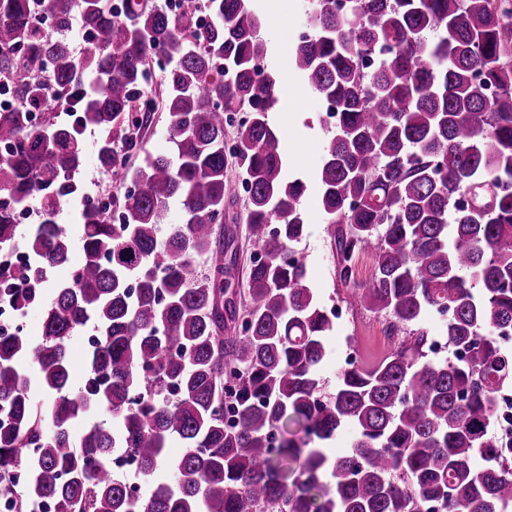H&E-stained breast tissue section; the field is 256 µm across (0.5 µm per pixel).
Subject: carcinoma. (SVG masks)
<instances>
[{
	"instance_id": "obj_1",
	"label": "carcinoma",
	"mask_w": 512,
	"mask_h": 512,
	"mask_svg": "<svg viewBox=\"0 0 512 512\" xmlns=\"http://www.w3.org/2000/svg\"><path fill=\"white\" fill-rule=\"evenodd\" d=\"M199 0L179 14L125 0H0V246L32 262L0 282V300L41 310L43 338L0 334V503L8 512H503L512 455L489 431L512 388V8L502 0H311V33L292 66L336 111L316 184L348 303L388 321L387 354L351 362L336 391L317 369L333 330L306 266L286 250L306 230V185L288 176L261 20L248 0ZM91 38L76 54L73 10ZM56 20L57 36L41 19ZM51 61L46 71L40 65ZM223 66H216V61ZM162 62L160 104L131 119ZM48 72L49 83L40 79ZM168 113L169 151L144 150L153 112ZM43 114L35 124L33 112ZM248 118L227 145L226 116ZM100 133L101 173L121 194L81 205L84 262L49 282L73 240L59 224ZM144 152L130 173L128 154ZM247 193L249 309L237 321L224 229L227 155ZM40 193L43 223L16 241L15 213ZM182 222L161 238L171 203ZM373 253L366 281L356 259ZM219 255L205 278L194 258ZM24 288L14 291L12 283ZM462 353L428 355L426 317ZM232 335H224L226 322ZM97 331L84 386L67 390L68 344ZM46 396L39 402L33 389ZM231 401H226V397ZM94 409L116 423L81 436ZM233 419L224 422L225 411ZM352 426L350 454L329 442ZM278 447L270 446L273 433ZM182 455L164 462L168 442ZM138 459V493L112 469Z\"/></svg>"
}]
</instances>
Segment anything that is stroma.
Wrapping results in <instances>:
<instances>
[{"mask_svg": "<svg viewBox=\"0 0 512 512\" xmlns=\"http://www.w3.org/2000/svg\"><path fill=\"white\" fill-rule=\"evenodd\" d=\"M249 4L261 18V36L268 45V54L263 63L267 70L283 74L299 34L309 29L307 2L249 0ZM291 81L296 89L294 112L284 115L274 111L270 119L284 136L289 175L310 183L322 162L324 147L332 132L323 122L324 101L311 92L301 76L292 75ZM225 198L229 203L226 223L235 231L234 247L237 251V268L232 286L237 290V307L242 310L248 303L244 288L255 247L247 235L246 195L238 175H231L225 187ZM303 208L307 231L293 250L304 259L307 282L316 289L323 303H344L347 289L341 284L336 272L330 227L320 209L315 191L306 192ZM353 317V325L333 330L328 338L327 354L319 368L323 394H331L336 389L344 342L349 341L356 346L357 361L361 364L375 362L388 346L381 317L360 310L354 311Z\"/></svg>", "mask_w": 512, "mask_h": 512, "instance_id": "stroma-1", "label": "stroma"}]
</instances>
